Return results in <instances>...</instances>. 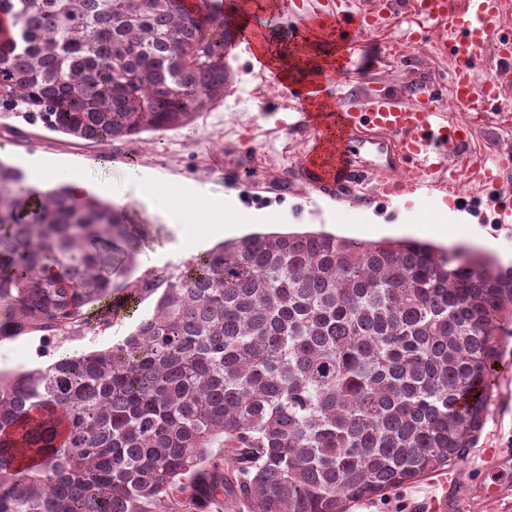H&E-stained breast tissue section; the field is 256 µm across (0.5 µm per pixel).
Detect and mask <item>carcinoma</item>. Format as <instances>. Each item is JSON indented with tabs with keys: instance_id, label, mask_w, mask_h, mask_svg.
I'll return each instance as SVG.
<instances>
[{
	"instance_id": "cac0c4a2",
	"label": "carcinoma",
	"mask_w": 512,
	"mask_h": 512,
	"mask_svg": "<svg viewBox=\"0 0 512 512\" xmlns=\"http://www.w3.org/2000/svg\"><path fill=\"white\" fill-rule=\"evenodd\" d=\"M0 19V128L106 144L224 95L221 0H0ZM127 237L110 199L0 158V338L103 332L155 297L107 349L0 374V512H350L476 447L512 268L253 233L117 285Z\"/></svg>"
}]
</instances>
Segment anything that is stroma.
I'll use <instances>...</instances> for the list:
<instances>
[{
  "mask_svg": "<svg viewBox=\"0 0 512 512\" xmlns=\"http://www.w3.org/2000/svg\"><path fill=\"white\" fill-rule=\"evenodd\" d=\"M288 3L277 0L275 7L256 11V26L269 41L289 44L300 31L302 23L290 14ZM407 28L402 22L393 29L378 28L366 35L354 48L358 69L330 77L327 94L344 102L361 93L370 79L393 89L424 82L446 106L449 120L468 126L472 152L512 150V123L500 119L502 113L512 114V72L500 71L492 49L481 52L477 75L482 79L498 78L499 98L481 118H472L451 106L453 60L440 46V29L431 28L428 39L432 50L425 54L403 40ZM224 64L230 74V88L223 101L178 130L162 135L147 132L124 143L103 146L20 122L14 130L0 129V158L26 171L38 160L50 167L81 172L93 193L102 185L112 186L111 198L128 215L133 243L131 261L125 262L115 277L119 283L135 280L143 267L170 269L202 252L189 225L171 223L158 205L135 195L131 177H138L145 187L160 190L172 183L191 182L201 189L202 200L207 202L237 200L249 185L241 179L231 149L244 137L258 151L256 164L263 183L260 194L265 203L260 207L242 206L234 215L225 216L220 232L211 236V244L253 232L323 231L369 241L410 238L446 249L462 247L491 256L503 268H512L511 219L482 224L471 220L456 225L454 237L446 239L436 225L422 219L425 208L436 205L433 197L407 195L398 201L379 200L369 207L357 203L339 207L311 203V189L295 178L274 187L271 172L292 170L311 139L289 132L288 94L272 102L262 99L258 91L262 78L253 70L239 39H230ZM153 306V300L142 301L99 334L46 336L32 332L0 338V373L10 375L48 365L66 354L109 348L148 317ZM494 456L506 467L500 474L501 491L492 499L486 496L485 488L491 482L490 459ZM352 512H512V355L498 366L482 435L463 463L383 497L358 503Z\"/></svg>",
  "mask_w": 512,
  "mask_h": 512,
  "instance_id": "1",
  "label": "stroma"
}]
</instances>
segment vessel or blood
Listing matches in <instances>:
<instances>
[{"label":"vessel or blood","instance_id":"1","mask_svg":"<svg viewBox=\"0 0 512 512\" xmlns=\"http://www.w3.org/2000/svg\"><path fill=\"white\" fill-rule=\"evenodd\" d=\"M303 23L302 32L312 35L329 18L343 19L348 27L347 45H354L373 23L368 15L334 5L333 0H292ZM505 0H460L449 8L448 0H384L390 20L402 13L417 19H435L451 35L450 54L454 70L453 95L466 111L484 112L498 91L494 78L477 82L478 53L492 47L506 65H512V51L506 50L501 28L506 19ZM339 140L320 134L316 114L298 113L295 130H317L318 136L299 161L297 175L319 196L336 202L348 201L352 189L369 175L381 174L382 197L389 200L417 191L447 194L446 172L454 161L466 157L467 126L449 121L435 105L428 88L414 86L409 94L396 95L373 85L362 100L338 105L334 114ZM421 171V179L408 183L394 180L402 169Z\"/></svg>","mask_w":512,"mask_h":512}]
</instances>
